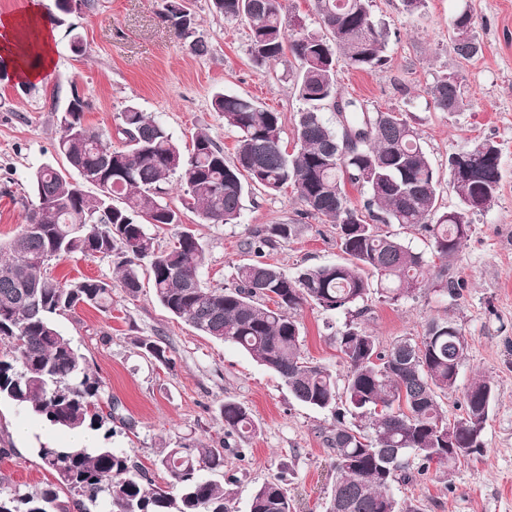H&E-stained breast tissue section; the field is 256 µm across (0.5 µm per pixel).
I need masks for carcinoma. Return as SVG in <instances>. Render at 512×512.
Returning <instances> with one entry per match:
<instances>
[{
	"label": "carcinoma",
	"mask_w": 512,
	"mask_h": 512,
	"mask_svg": "<svg viewBox=\"0 0 512 512\" xmlns=\"http://www.w3.org/2000/svg\"><path fill=\"white\" fill-rule=\"evenodd\" d=\"M213 6L248 30L254 66L265 69L288 54L297 62L292 82L303 108L294 149L281 145V113L224 93L214 96L212 106L237 133L233 159L203 129L191 147L182 146L135 105L120 114L124 144L116 148L112 137L85 125V103L74 97L57 116V151L67 170L44 165L33 173L35 201L26 205V224L0 247L7 255L0 264V340L8 343L0 355V400L69 431L100 428L118 416L119 406L103 398L102 381L57 326V317L80 304L108 307L112 282L62 283L48 272L53 260L99 255L111 259L126 294L137 296L142 274H148L157 301L171 315L239 346L278 374L296 401L331 415L322 442L331 451L336 481L326 512H421L397 499L393 485L414 483L432 469L446 475L482 454L496 385L473 378L464 388L463 413L448 420L442 397L457 388L468 349L462 327L433 318L422 336L384 345L363 317L371 295L395 304L424 287L430 271L450 297L457 296L459 284L448 265L468 237L475 209L498 197L500 149L484 140L448 157L450 168L460 156L467 161L464 172L448 173L456 208L441 210L440 175L406 114L367 112L347 99L344 120L333 126L322 117L336 111L341 97L338 58L364 72L387 62L389 27L372 14L371 0H316L318 31L299 23L287 27L280 0H213ZM165 18L184 34L194 29V15L183 3L169 4ZM452 48L463 60L481 52L467 13L454 21ZM427 94L440 112L470 106L453 74L435 79ZM173 178L182 191L180 209L165 202ZM349 185L368 193L363 208L348 201ZM256 187L272 195L289 188L303 214L334 225L342 261L285 274L262 257L290 240L296 225L269 224L243 241L259 260L237 266L232 285H203L205 248L184 226L181 209L210 224H235L245 195ZM382 224L421 225L434 243L431 256L382 232ZM148 225L173 231L171 244L156 246ZM306 304L346 314L334 333L347 367L344 400L333 372L303 355L298 311ZM138 346L156 362L171 364L161 339L143 338ZM221 416L227 435L256 432L238 401L224 400ZM38 456L52 481L23 493L5 488L9 480L1 478L0 512H68L61 490L79 512H228L224 484L202 475L224 468V448L206 440L180 437L159 451L153 465L168 473L164 486L145 485L147 470L108 446L43 445ZM249 512H295L282 476L255 490Z\"/></svg>",
	"instance_id": "carcinoma-1"
}]
</instances>
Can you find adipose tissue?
I'll return each mask as SVG.
<instances>
[{
    "mask_svg": "<svg viewBox=\"0 0 512 512\" xmlns=\"http://www.w3.org/2000/svg\"><path fill=\"white\" fill-rule=\"evenodd\" d=\"M42 0H30L22 13L0 17V59L22 79L43 78L53 65L51 28Z\"/></svg>",
    "mask_w": 512,
    "mask_h": 512,
    "instance_id": "obj_1",
    "label": "adipose tissue"
}]
</instances>
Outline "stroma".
I'll return each instance as SVG.
<instances>
[{
    "instance_id": "obj_1",
    "label": "stroma",
    "mask_w": 512,
    "mask_h": 512,
    "mask_svg": "<svg viewBox=\"0 0 512 512\" xmlns=\"http://www.w3.org/2000/svg\"><path fill=\"white\" fill-rule=\"evenodd\" d=\"M169 2L97 0L95 10L73 12L55 25V64L47 81L26 93L0 81V242H8L25 222L20 200L33 195V171L44 164L63 165L55 115L75 95L88 104L85 123L110 132L116 146L122 143L116 133L120 114L133 104L180 143L190 144L193 134L204 129L226 157H233L236 133L212 106L214 94L224 92L280 112L282 144L294 147L302 104L288 79L296 66L293 57L272 63L269 72L258 71L249 58L247 29L217 14L212 0H191L196 31L210 45L208 55H194L189 37L165 18ZM372 5L375 16L390 26L388 63L372 72L338 64L343 97L371 110L406 112L440 173H447L449 156L474 139L494 142L504 168L496 201L473 215L451 270L461 284L459 297L432 286L395 304L375 296L368 301L366 325L385 345L420 336L431 318L461 324L468 349L460 387L443 399L448 417L462 414V389L475 376L490 378L497 388L483 455L447 476L430 475L413 486H393L392 492L398 499L422 502L424 512H512V0H426L412 15L402 0H372ZM463 12L470 14L482 46L468 61L455 56L451 41L452 21ZM76 35L84 53L71 49ZM448 73L466 88L472 100L468 110L448 113L433 107L426 89ZM301 210L290 192L255 190L246 195L234 224H206L197 213L183 212V223L205 247L201 280L211 286L231 284L237 265L252 259L241 248L243 239L264 224L298 226L294 238L265 255L287 274L340 261L333 225ZM50 273L62 281L100 277L114 283L116 277L110 259L99 256L61 259ZM298 318L305 354L344 379L347 368L333 341L344 314L306 305ZM57 323L102 380L105 395L120 405L118 419L96 429L98 444L149 466L155 484H165L167 474L150 466L160 445L179 436L209 440L223 435L219 407L231 398L248 407L257 428L250 440L232 437L224 469L214 475L232 494V512H249L256 488L278 474L286 479L295 512H324L336 479L321 440L332 425L330 415L295 401L278 375L237 346L203 336L171 316L155 299L150 282H143L134 298L114 283L108 308L82 306L59 316ZM147 336L164 338L171 366L143 355L137 341ZM23 427L29 438L21 437ZM44 427L42 420L0 401V439L12 450L0 459V474L21 491L51 480L37 454Z\"/></svg>"
}]
</instances>
